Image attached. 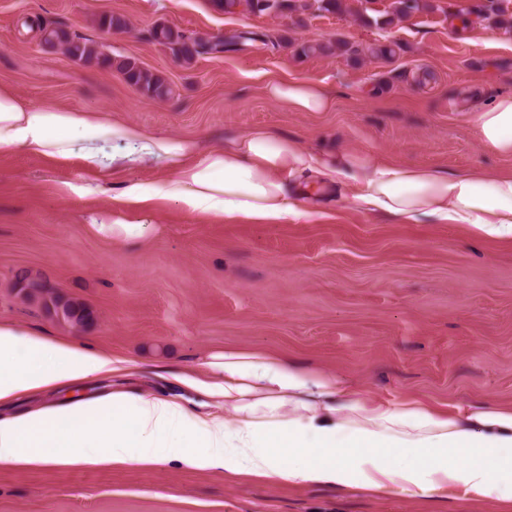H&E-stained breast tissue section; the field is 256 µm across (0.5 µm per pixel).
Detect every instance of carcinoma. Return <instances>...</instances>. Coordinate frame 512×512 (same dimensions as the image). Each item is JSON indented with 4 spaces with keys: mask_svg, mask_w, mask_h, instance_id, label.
<instances>
[{
    "mask_svg": "<svg viewBox=\"0 0 512 512\" xmlns=\"http://www.w3.org/2000/svg\"><path fill=\"white\" fill-rule=\"evenodd\" d=\"M512 0H486L481 17L495 25L508 22V5ZM212 7L225 14L234 13L239 7H247L256 14L280 13L284 10L303 13L307 10L336 13L344 9V0H211ZM429 7L425 0H394L393 16L398 19L408 18L412 14ZM98 25L104 30L125 29L129 26L126 17L118 14L102 15ZM44 32L43 43L50 46H60L63 53L70 59L82 63H95L104 68L116 71L130 85L138 88L144 95L152 99L168 97L172 90L167 80L147 69L142 68L135 59L125 56H110L103 53L93 41L64 29L60 26L48 28L46 24L39 25ZM150 38L159 45L168 48L175 59L183 65H191L204 55L220 53L224 47L260 40L253 31H235L229 39L210 40L203 37L192 39L186 32L165 24L155 25L149 32ZM341 45L334 39L303 44L299 52L308 56H333ZM21 292L27 299H40L44 306L53 311L61 320L73 325L82 326L92 320L91 312L81 303L66 300L58 294L44 290V282L27 276L21 278Z\"/></svg>",
    "mask_w": 512,
    "mask_h": 512,
    "instance_id": "carcinoma-1",
    "label": "carcinoma"
}]
</instances>
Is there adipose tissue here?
Returning <instances> with one entry per match:
<instances>
[{
  "label": "adipose tissue",
  "instance_id": "ef3b65f1",
  "mask_svg": "<svg viewBox=\"0 0 512 512\" xmlns=\"http://www.w3.org/2000/svg\"><path fill=\"white\" fill-rule=\"evenodd\" d=\"M266 92L296 112H326L334 97L308 81L270 83ZM484 145L512 155V93L475 109ZM16 148L65 163L73 159L108 172L144 159L162 162L171 179L163 190L123 183L111 197L112 221L99 224L116 238L142 233L126 221L156 196L191 213L267 223L301 218L294 188L318 173L346 183L364 208L405 221L431 217L469 224L490 237L512 240V174L474 170L451 177L359 152L321 157L296 139L265 128L204 149L192 139L150 135L108 113L32 106L0 87V152ZM204 377L180 375L216 404L189 412L173 399L121 390L95 399L0 415V464L69 466L181 461L204 470L276 477L288 482L349 484V462L372 465L365 487L400 483L420 489L458 485L512 501V411L484 406L451 416L419 403L364 407L348 397L337 405L335 378L314 376L289 362L227 351L204 363ZM110 355L70 340L35 336L0 324V405L30 391L58 389L112 372ZM232 410L226 422L224 410ZM413 454L418 467L387 464L391 450Z\"/></svg>",
  "mask_w": 512,
  "mask_h": 512
}]
</instances>
